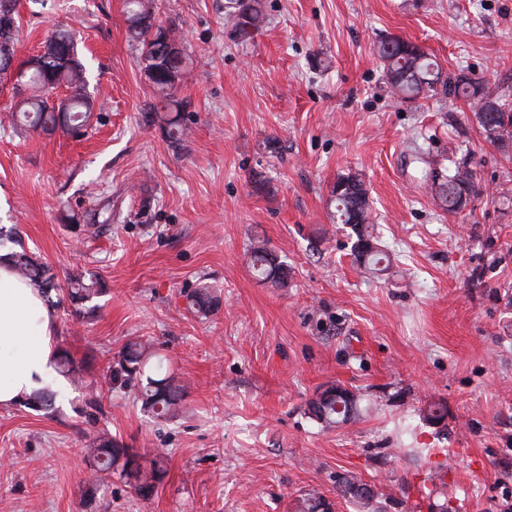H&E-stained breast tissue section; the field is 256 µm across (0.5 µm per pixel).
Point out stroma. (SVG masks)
Returning a JSON list of instances; mask_svg holds the SVG:
<instances>
[{"instance_id":"obj_1","label":"stroma","mask_w":512,"mask_h":512,"mask_svg":"<svg viewBox=\"0 0 512 512\" xmlns=\"http://www.w3.org/2000/svg\"><path fill=\"white\" fill-rule=\"evenodd\" d=\"M152 3L191 59L178 149L144 118L153 92L123 0H20L19 58L54 28L76 30L94 106L81 134H26L0 85V224L59 279L93 271L107 293L80 320L58 307L54 341L101 412L69 387L51 410L0 408V512H81L87 441L102 430L165 453L167 475L147 499L117 478L96 484L94 512H292L311 490L335 498L348 472L379 490L380 512H512V151L484 140L473 104L391 97L373 52L400 36L445 75L512 93V0H265L243 42L224 0ZM464 155L486 193L451 215L419 171ZM349 171L392 256L379 278L359 273L327 206ZM106 206L118 223L74 232ZM257 238L287 261V288L253 277ZM202 283L221 299L205 317L186 301ZM134 337L188 385L175 420L107 384ZM331 381L362 395L360 420L310 418ZM431 401L448 406L442 424L420 417Z\"/></svg>"}]
</instances>
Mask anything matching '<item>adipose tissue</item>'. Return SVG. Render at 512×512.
Masks as SVG:
<instances>
[{"label": "adipose tissue", "mask_w": 512, "mask_h": 512, "mask_svg": "<svg viewBox=\"0 0 512 512\" xmlns=\"http://www.w3.org/2000/svg\"><path fill=\"white\" fill-rule=\"evenodd\" d=\"M56 328L54 309L17 278L9 255L0 256V406L20 403L53 380Z\"/></svg>", "instance_id": "obj_1"}]
</instances>
